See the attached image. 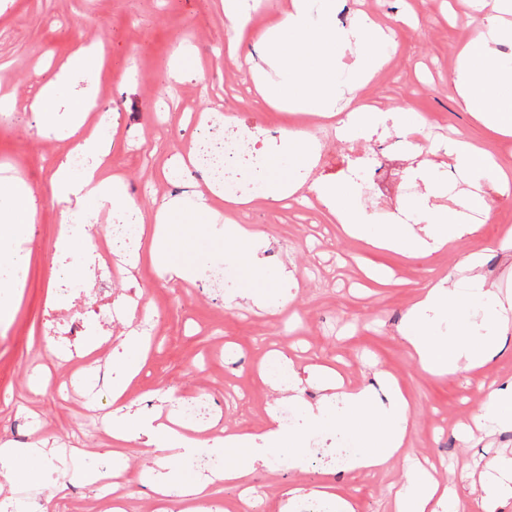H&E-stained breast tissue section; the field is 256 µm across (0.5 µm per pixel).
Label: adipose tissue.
I'll list each match as a JSON object with an SVG mask.
<instances>
[{
    "mask_svg": "<svg viewBox=\"0 0 512 512\" xmlns=\"http://www.w3.org/2000/svg\"><path fill=\"white\" fill-rule=\"evenodd\" d=\"M252 11L250 0H224L227 57H235L251 27ZM477 27L476 37L460 54L450 93L457 105L492 136H512V54L501 50L502 45L512 44V0H498L495 12L478 18ZM257 46L259 60L252 64L251 71L259 94L269 105L293 114L336 119L341 138L348 141L386 123L407 131L414 129L417 119L413 111L350 106L354 94L388 60L386 34L367 15L340 27L336 24V0H292L290 8L261 35ZM98 64L95 48H79L58 73L45 81L41 97L33 105L35 111L45 114L53 103L68 100L70 118L60 132L74 138L75 152L91 160L89 166L78 169L71 157H63L50 178L53 196L60 205L56 245L63 250L92 244L87 224L75 220L85 201L121 208L129 205L121 178L109 174L104 164L110 143L107 124L87 123L95 107V88L89 85L77 94L71 89L74 76L90 74ZM279 138V146L263 154L265 181L261 195L276 203L309 187L348 233L372 245L424 256L478 232V225L466 222V211H492L486 196L468 192L453 208L406 200L403 208L413 215V223H376L372 213L358 203L356 185L307 181L317 144L306 127L295 125L282 130ZM446 153L455 169L493 178L500 189L512 183L505 168L482 148L455 141L448 143ZM239 202L236 193L213 188L195 193L187 201L171 203L154 217L151 251L164 273L178 278L197 277L208 267L215 241L233 242V250L225 253L224 259L241 285L228 293L225 302L233 306L247 298L264 306L289 276L266 267L260 238L225 216V209ZM33 221L30 190L1 179L0 240L17 244L16 249L0 250V267H7L11 274L10 288L0 289V323L5 325L17 313L13 290L22 286L28 270V254L18 244L25 241ZM464 267L465 276L437 277L425 284L399 328L411 357L436 376L486 366L512 334V293L502 294L483 275L480 254L467 256ZM312 375L328 395L303 406L306 426L300 431L285 430L277 423L258 435L201 439L194 436L189 424L171 426L155 415L125 411L122 402L126 386L116 383L112 386V436L122 441L146 439L148 444L172 452L181 460L203 453L228 457L220 477L237 483L244 482L280 450L286 451L289 468L301 469L312 436L333 429L341 421L354 434L349 470H382L401 455L415 412L399 387H391L386 400L379 401L365 389H342L333 370L317 368ZM506 428H512V380L491 390L480 411L461 422L458 432L467 440L477 429L494 432ZM50 456L61 459L65 452L36 444H1L0 493L13 492L22 483H44L43 463ZM458 485V490L448 491L424 468L409 465L394 494L395 512H460L466 500L477 502L481 512H495L496 506L512 498V454L492 457L480 472H462ZM208 486V480L189 477L183 469L174 468L154 483L153 490L170 498L172 512H204Z\"/></svg>",
    "mask_w": 512,
    "mask_h": 512,
    "instance_id": "ef3b65f1",
    "label": "adipose tissue"
}]
</instances>
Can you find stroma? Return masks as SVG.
I'll use <instances>...</instances> for the list:
<instances>
[{
	"label": "stroma",
	"instance_id": "obj_1",
	"mask_svg": "<svg viewBox=\"0 0 512 512\" xmlns=\"http://www.w3.org/2000/svg\"><path fill=\"white\" fill-rule=\"evenodd\" d=\"M368 12L389 39L387 64L359 90L354 103L391 110L410 109L426 117L436 141L465 138L512 158V138L494 139L448 95L459 64L461 47L475 34L465 21V0H341L338 24ZM104 42L106 60L98 75L97 110L109 114L114 132L109 156L113 172L122 176L132 202L147 229L139 241L134 271L115 274L110 297L78 296L75 312L54 307V288L61 275L80 265L93 269L98 252L57 248L59 207L49 183L70 139L56 128L68 120L66 104H58L50 126L34 124L30 109L0 124V170L29 186L34 194L36 221L22 247L29 254L25 284L19 288V308L12 324L0 329V442L29 445L45 441L72 447L70 437L85 419V405L59 394L67 377L62 360L50 357L53 343L88 348L103 336L99 309L119 306L112 337L100 359L110 379L127 374L117 351L125 333L138 323L130 308L159 319V343L148 350L137 377L127 390L126 404L144 413H173L179 399L204 391L218 426L233 431L252 426L262 432L271 413L299 414L301 405L315 403L321 390L299 385L297 401L288 391L274 390L264 367L268 355L293 360L296 368H335L348 389H371L385 398V377L394 378L412 401L415 425L402 458L387 469L352 472L331 468L327 459L338 442L352 443L344 424L317 436L305 455L304 467L288 469L280 456L253 472L249 480L261 489V512L287 506L299 512L310 489L338 486L356 512H394L390 491L398 486L406 459H428L441 483L458 478L463 468L481 470L505 448L512 449V430L476 434L461 442L457 424L484 403L493 382L512 379V341L487 366L453 376L425 373L410 357L399 327L421 288L435 276L455 273L468 255L483 256L482 271L512 292V250L503 243L512 235V192L497 193L491 180L482 187L492 196L491 216L478 233L427 256L410 257L378 249L346 235L340 223L320 203L299 210L290 203L253 200L236 219L262 235L268 267L286 266L295 281L285 288V308L261 309L252 301L226 306L195 280L169 278L150 258L153 218L171 198L183 195L181 178H167L163 168L182 153L193 137L183 121L186 112H231L242 125L276 134L293 117L267 107L256 96L251 75L224 54L227 36L222 0H0V96L31 100L45 76L58 72L79 48ZM193 49L203 70L199 79L177 80L171 71L184 49ZM301 125L318 136L319 159L313 177L343 182L355 180L359 202L380 223L407 224L410 215L397 209L399 200L427 197L401 149L404 135L396 127L378 128L366 138L347 143L319 136L320 121L301 118ZM429 205L445 206V197H427ZM373 266L389 270L388 284L369 280ZM87 324L82 336L69 335L73 315ZM237 356L224 358L225 347ZM234 382L254 392L250 411L224 407V385ZM94 431L66 466L45 461L56 479L58 493L47 512H97L101 489L86 484L80 474L98 460L119 455L128 512H144L153 502L151 480L180 467L168 452L141 441L112 438L111 396H104ZM295 498H288V490Z\"/></svg>",
	"mask_w": 512,
	"mask_h": 512
}]
</instances>
